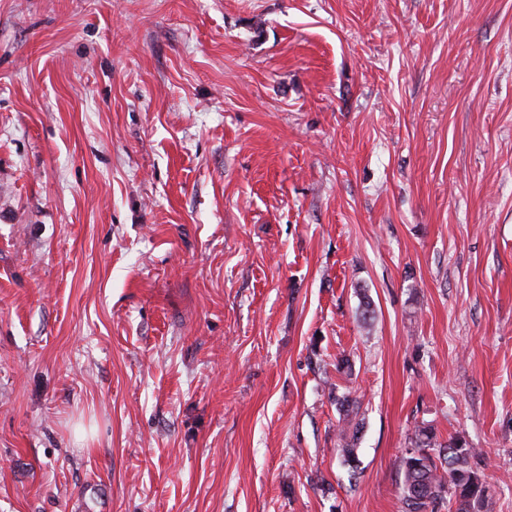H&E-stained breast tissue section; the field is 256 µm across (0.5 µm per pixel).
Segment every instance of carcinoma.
<instances>
[{
	"label": "carcinoma",
	"mask_w": 512,
	"mask_h": 512,
	"mask_svg": "<svg viewBox=\"0 0 512 512\" xmlns=\"http://www.w3.org/2000/svg\"><path fill=\"white\" fill-rule=\"evenodd\" d=\"M336 408L342 422L337 452L355 476L360 406L343 394L336 397ZM479 455L459 438L441 442L429 425H416L398 463L404 512H494L493 494L477 468Z\"/></svg>",
	"instance_id": "1"
}]
</instances>
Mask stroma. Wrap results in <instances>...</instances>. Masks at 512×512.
Listing matches in <instances>:
<instances>
[{
  "mask_svg": "<svg viewBox=\"0 0 512 512\" xmlns=\"http://www.w3.org/2000/svg\"><path fill=\"white\" fill-rule=\"evenodd\" d=\"M420 422L512 512V0H0V512H403ZM356 398L350 397L349 394H343L336 397V408L341 416V430L339 432V443L337 452L344 462L348 463L351 470H357L358 462L356 454L358 422L356 420L360 406ZM352 428V430H351Z\"/></svg>",
  "mask_w": 512,
  "mask_h": 512,
  "instance_id": "stroma-1",
  "label": "stroma"
}]
</instances>
